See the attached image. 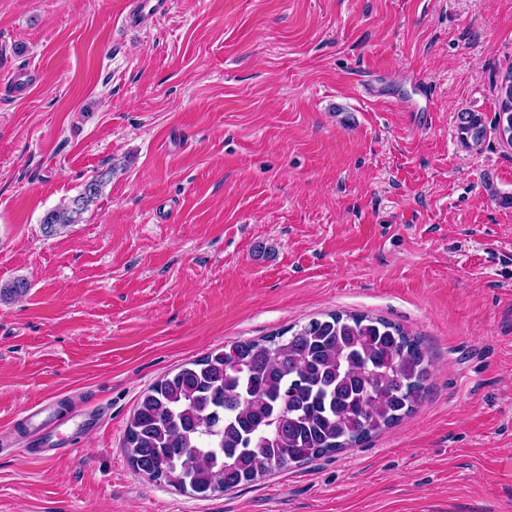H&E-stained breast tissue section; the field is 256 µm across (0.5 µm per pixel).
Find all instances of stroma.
Listing matches in <instances>:
<instances>
[{
	"instance_id": "1",
	"label": "stroma",
	"mask_w": 512,
	"mask_h": 512,
	"mask_svg": "<svg viewBox=\"0 0 512 512\" xmlns=\"http://www.w3.org/2000/svg\"><path fill=\"white\" fill-rule=\"evenodd\" d=\"M0 0V512H512V147H467L512 0ZM426 89L409 112L391 96ZM110 173L80 223L40 219ZM417 335L432 377L360 446L200 497L135 471L143 391L330 312ZM102 407L63 454L23 412ZM172 0H130L122 18V27L139 30L148 22L170 12ZM456 127L460 140L466 145H480L488 132L485 118L479 112L458 113Z\"/></svg>"
}]
</instances>
